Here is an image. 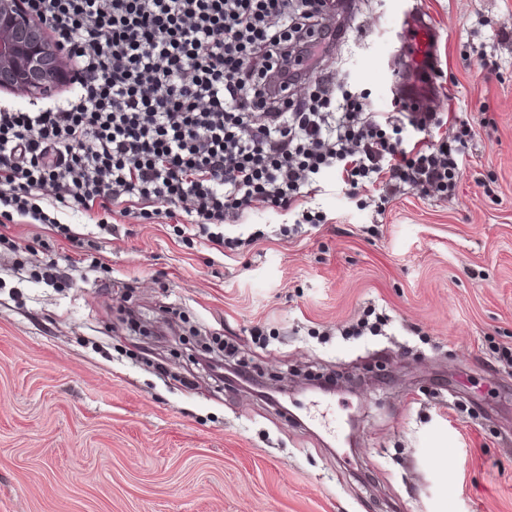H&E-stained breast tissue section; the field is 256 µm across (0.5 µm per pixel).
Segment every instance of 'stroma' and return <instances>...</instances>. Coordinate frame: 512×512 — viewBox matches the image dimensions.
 <instances>
[{
	"label": "stroma",
	"mask_w": 512,
	"mask_h": 512,
	"mask_svg": "<svg viewBox=\"0 0 512 512\" xmlns=\"http://www.w3.org/2000/svg\"><path fill=\"white\" fill-rule=\"evenodd\" d=\"M400 6L356 0L310 78L392 111ZM408 6L438 33L430 138L478 123L454 197L329 173L324 223L259 205L221 252L160 203L0 226V512H512V0ZM224 363L336 376L337 435Z\"/></svg>",
	"instance_id": "stroma-1"
}]
</instances>
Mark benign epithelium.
Segmentation results:
<instances>
[{
	"label": "benign epithelium",
	"instance_id": "7a95c632",
	"mask_svg": "<svg viewBox=\"0 0 512 512\" xmlns=\"http://www.w3.org/2000/svg\"><path fill=\"white\" fill-rule=\"evenodd\" d=\"M74 76L70 59L25 0H0V92L43 99Z\"/></svg>",
	"mask_w": 512,
	"mask_h": 512
}]
</instances>
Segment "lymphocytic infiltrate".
<instances>
[{
	"label": "lymphocytic infiltrate",
	"instance_id": "1",
	"mask_svg": "<svg viewBox=\"0 0 512 512\" xmlns=\"http://www.w3.org/2000/svg\"><path fill=\"white\" fill-rule=\"evenodd\" d=\"M82 81L64 106H0V208L42 224L52 211L186 204L184 229L239 248L223 225L254 204L298 205L328 170L345 185L454 195L476 131L406 146L433 112L371 111L364 94L292 85L326 51L308 0H26Z\"/></svg>",
	"mask_w": 512,
	"mask_h": 512
}]
</instances>
